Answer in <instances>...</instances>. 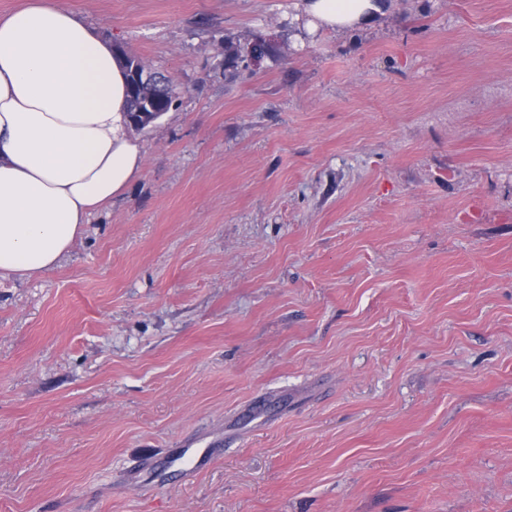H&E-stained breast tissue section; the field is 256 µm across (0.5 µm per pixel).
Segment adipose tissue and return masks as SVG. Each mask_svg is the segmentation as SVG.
Returning <instances> with one entry per match:
<instances>
[{"mask_svg":"<svg viewBox=\"0 0 512 512\" xmlns=\"http://www.w3.org/2000/svg\"><path fill=\"white\" fill-rule=\"evenodd\" d=\"M387 0H305L307 26L343 32ZM124 61L67 0L0 17V272L53 270L89 215L141 172L127 134Z\"/></svg>","mask_w":512,"mask_h":512,"instance_id":"1","label":"adipose tissue"}]
</instances>
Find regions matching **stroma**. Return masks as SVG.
Instances as JSON below:
<instances>
[{
  "mask_svg": "<svg viewBox=\"0 0 512 512\" xmlns=\"http://www.w3.org/2000/svg\"><path fill=\"white\" fill-rule=\"evenodd\" d=\"M68 3L176 97L0 275V512H512V0ZM310 29L343 32L386 14L388 0H303Z\"/></svg>",
  "mask_w": 512,
  "mask_h": 512,
  "instance_id": "35a3bbf8",
  "label": "stroma"
}]
</instances>
